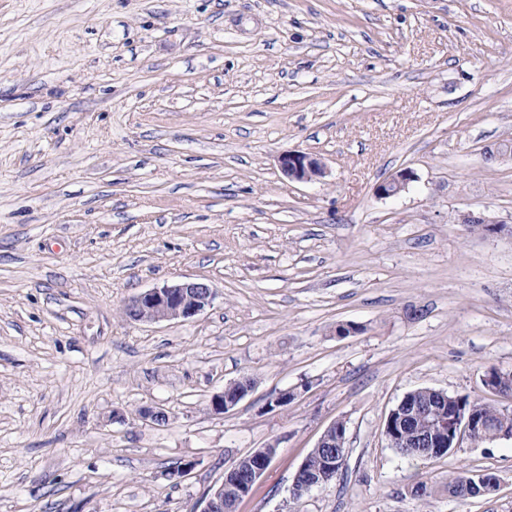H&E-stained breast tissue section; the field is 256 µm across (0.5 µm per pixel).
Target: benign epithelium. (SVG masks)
<instances>
[{
	"label": "benign epithelium",
	"mask_w": 512,
	"mask_h": 512,
	"mask_svg": "<svg viewBox=\"0 0 512 512\" xmlns=\"http://www.w3.org/2000/svg\"><path fill=\"white\" fill-rule=\"evenodd\" d=\"M280 172L295 182H312L326 174L320 158L304 151H289L278 158ZM414 174L408 169L397 173L391 179L378 184L375 192L380 197H391L405 189L413 181ZM215 294L210 286L200 280L182 281L154 287L134 296L126 305L128 318L134 322L158 323L170 320L187 321L211 306ZM252 387L241 377L224 387V391L211 399V409L221 414L236 406ZM389 417L396 418V425H402L407 417H414L419 423L418 430L407 435L420 448H448L460 445L464 438H470L490 425V421L449 407L428 408L404 407L398 404ZM140 418L148 423L161 425L169 421V414L160 407L146 408ZM345 441V425L341 421L332 423L320 437L317 447L325 449V471L319 481L312 480L304 467H299L291 485V496L297 498L313 488L328 483L342 468L341 449L334 447L333 438ZM255 460L252 470L246 476L239 474V463L235 462L224 471L223 480L215 485L206 500L202 512H224V492L234 490L238 496L246 495L250 487L267 470L273 454L261 448L249 454Z\"/></svg>",
	"instance_id": "7a95c632"
}]
</instances>
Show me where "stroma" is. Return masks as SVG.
Listing matches in <instances>:
<instances>
[{
  "instance_id": "stroma-1",
  "label": "stroma",
  "mask_w": 512,
  "mask_h": 512,
  "mask_svg": "<svg viewBox=\"0 0 512 512\" xmlns=\"http://www.w3.org/2000/svg\"><path fill=\"white\" fill-rule=\"evenodd\" d=\"M506 144L512 0H0V512H202L271 444L235 512H512V440L383 435L422 387L512 413L483 382L512 374ZM297 150L325 177L286 179ZM189 279L192 321L125 317ZM338 420L343 468L293 500ZM465 472L498 487L449 496ZM414 174L411 170L404 169L388 181L381 182L375 187V192L380 197H391L405 189L409 182L413 181ZM252 387L245 382L244 376L224 387V391L211 399V409L221 414L236 406L250 391ZM266 448H276V445H269ZM266 448L258 449L248 455V458L254 459L255 463L247 476L243 477L239 474V461L242 458L225 469L223 480L211 489L202 512H233L235 500L226 495L224 498V492L234 490L240 497L249 492L250 487L254 486L267 470L274 456L275 450L269 453Z\"/></svg>"
}]
</instances>
